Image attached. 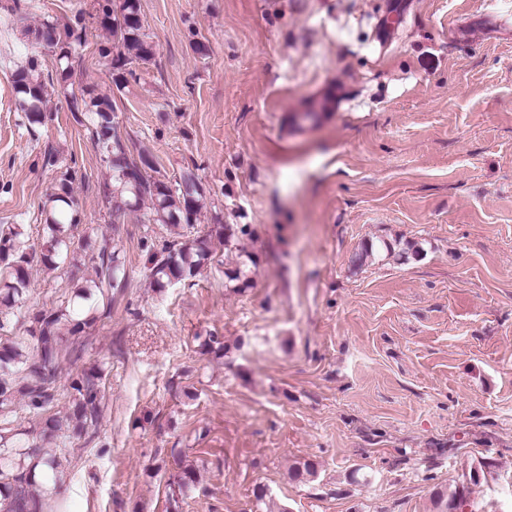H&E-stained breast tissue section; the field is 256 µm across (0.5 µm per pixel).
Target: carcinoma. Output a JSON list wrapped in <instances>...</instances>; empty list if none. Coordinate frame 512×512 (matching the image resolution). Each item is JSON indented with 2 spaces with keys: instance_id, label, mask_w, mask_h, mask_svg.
I'll return each mask as SVG.
<instances>
[{
  "instance_id": "cac0c4a2",
  "label": "carcinoma",
  "mask_w": 512,
  "mask_h": 512,
  "mask_svg": "<svg viewBox=\"0 0 512 512\" xmlns=\"http://www.w3.org/2000/svg\"><path fill=\"white\" fill-rule=\"evenodd\" d=\"M97 23L109 34L98 46V56L121 86L137 79L134 63H148L154 46L148 41L140 0H121L114 10L112 0H96ZM31 44L47 43L54 49L55 74L44 75L38 54L31 53L13 74V104L29 125L47 119L48 88L57 87L69 110L82 115L94 146L112 169V182L104 188L112 214L140 213L144 224L180 226L184 232L150 256L149 277L158 288H167L197 276L212 259L211 236L195 230L203 208L204 190L192 176L174 186L148 171H156L145 154L133 157L115 132L112 98L92 87L74 88L72 60L85 43L86 22L78 11L64 22L50 16L37 26L24 27ZM76 167L61 172L52 191L39 206L42 224L40 243H29L22 224L0 225V512H42V494L62 481L59 457L41 453L34 440L19 437L14 427L24 412L42 421V442L57 439L65 445L82 437L96 423L100 412L102 373L83 372L70 384L69 414L54 413L55 382L60 355L69 339L85 332L98 320L92 303L95 294L106 296L125 287L126 271L120 251L105 241L97 249L75 241L80 223L79 203L73 183ZM39 263L47 269L62 264H89L94 278L75 285L71 297L50 309L33 312L27 305L31 270ZM251 256L224 272L238 288L248 287ZM463 495L454 491L436 495L438 512H457Z\"/></svg>"
}]
</instances>
